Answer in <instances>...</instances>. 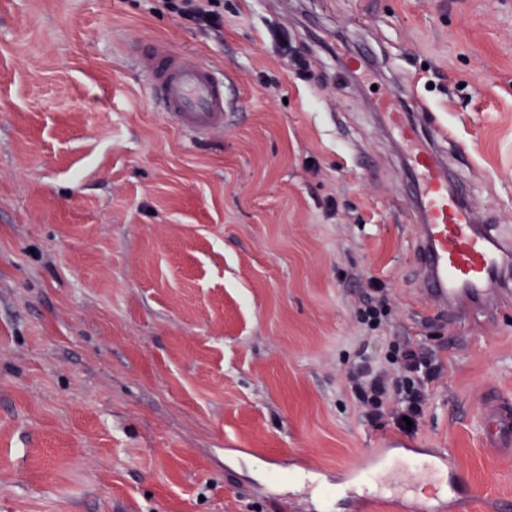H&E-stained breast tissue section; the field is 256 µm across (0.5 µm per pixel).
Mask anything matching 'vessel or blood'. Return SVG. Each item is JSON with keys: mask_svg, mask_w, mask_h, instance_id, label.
<instances>
[{"mask_svg": "<svg viewBox=\"0 0 512 512\" xmlns=\"http://www.w3.org/2000/svg\"><path fill=\"white\" fill-rule=\"evenodd\" d=\"M139 63L148 75L153 99L176 128L198 136L223 130L224 82L196 54L178 52L157 41L140 54ZM376 109L410 147L405 175L422 221L415 247L422 296L442 314L494 315L502 303L512 300V282L507 279L512 238L478 223L473 210L460 200L439 148L450 132L431 123L411 84L391 89L378 99ZM478 415L485 425V447L511 455L512 401L487 391ZM378 472L390 473L393 484L403 490L432 484L437 493L423 503L422 512H440L443 495L469 493L461 466L445 448L437 449L425 465L404 455L384 458L369 450L349 478L364 486Z\"/></svg>", "mask_w": 512, "mask_h": 512, "instance_id": "1", "label": "vessel or blood"}]
</instances>
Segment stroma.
<instances>
[{"label":"stroma","mask_w":512,"mask_h":512,"mask_svg":"<svg viewBox=\"0 0 512 512\" xmlns=\"http://www.w3.org/2000/svg\"><path fill=\"white\" fill-rule=\"evenodd\" d=\"M223 3L206 36L165 0H0V512H373L345 468L392 441L451 450L472 497L448 512H503L512 457L475 409L512 399V306L458 325L419 294L373 99L413 81L478 222L512 230V0ZM155 41L223 77L222 132L152 101ZM370 277L389 313L369 334ZM407 340L444 365L412 436L346 381Z\"/></svg>","instance_id":"stroma-1"}]
</instances>
